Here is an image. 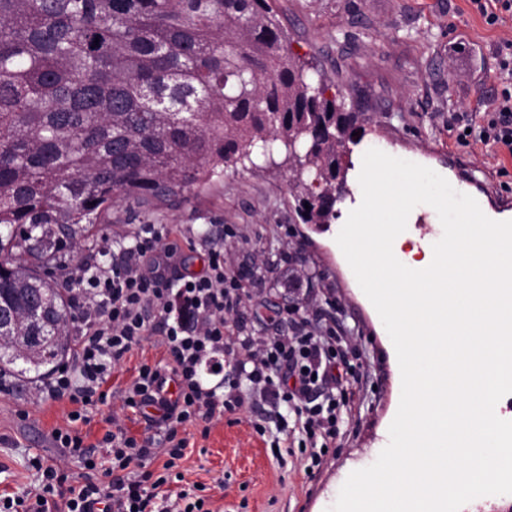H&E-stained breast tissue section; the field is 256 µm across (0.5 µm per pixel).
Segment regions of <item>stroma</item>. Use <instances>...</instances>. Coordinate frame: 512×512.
<instances>
[{"label": "stroma", "instance_id": "1", "mask_svg": "<svg viewBox=\"0 0 512 512\" xmlns=\"http://www.w3.org/2000/svg\"><path fill=\"white\" fill-rule=\"evenodd\" d=\"M273 6L286 17L293 52L339 83L346 97L359 99L363 135L434 165H447L453 157L482 168L494 190L512 197V161L499 171L483 166L466 147L448 146L449 113L481 111L497 89V46L504 32L488 28L467 0H274ZM291 181L279 153L271 165L226 168L203 191L165 209L116 202L111 223L102 228L110 235L141 224L238 225L245 239L232 250L234 267L255 269L263 286L260 300L280 307L296 297L288 286L292 271L278 259L282 239H289L309 272V285L298 296L303 306L323 305L337 327L352 329L356 337L348 379L361 398L321 468L310 469L308 453L296 447L275 456L270 437L258 435L246 413L179 428L189 446L178 463L181 477L170 487L200 493L208 512H329L350 473L373 464L388 444L399 405L400 368L391 339L350 279L335 230L300 220ZM100 243L96 236L79 248L63 249L54 287L63 293L76 287L81 264L101 261ZM261 255L267 263L260 267ZM162 357L159 339L152 336L111 366L102 386L106 400L93 407L83 427L89 442L102 438L114 415L137 439L153 434L143 418L122 409L120 392L142 363ZM10 380V387L0 390V492L37 486V475L27 466L36 455L62 461L68 477L83 474L79 460L64 458L52 439L53 429L67 422L68 400L41 395L44 379L36 373Z\"/></svg>", "mask_w": 512, "mask_h": 512}]
</instances>
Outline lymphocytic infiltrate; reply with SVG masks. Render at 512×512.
I'll return each mask as SVG.
<instances>
[{"label":"lymphocytic infiltrate","instance_id":"obj_1","mask_svg":"<svg viewBox=\"0 0 512 512\" xmlns=\"http://www.w3.org/2000/svg\"><path fill=\"white\" fill-rule=\"evenodd\" d=\"M498 55L499 88L480 122L448 119L451 146L495 160L512 157L511 37L500 40ZM130 239V245L119 247L103 236L102 253L116 248L120 258L106 267L83 266L78 287L68 295L80 325L75 356L47 390L73 406L69 426L53 432L57 447L80 458L87 470L107 465L114 477L106 484L79 482L59 501L54 493L65 479L61 463L36 457L30 465L41 475L38 488L0 496V512H204L197 503L182 505L161 492L168 470L188 445L178 429L196 417L209 421L262 409L263 418L251 422L255 432L265 434L264 417L274 418V446L311 449L315 467L323 463L322 448L336 442L342 411L336 395L347 383L338 357L351 338L332 316L319 308L273 309L265 334L256 335L254 276L233 269L230 261L233 246L243 239L236 225H225L217 237L189 224H143ZM189 253L202 258L201 271L183 270ZM149 336L160 337L167 363L142 364L122 402L138 413L155 407L150 421L159 436L140 441L120 428L107 431L99 445L86 443L74 422L86 420L109 366ZM227 362L236 375L227 392L206 386L203 367ZM99 446L104 456H96ZM158 458L163 461L159 475L147 467Z\"/></svg>","mask_w":512,"mask_h":512}]
</instances>
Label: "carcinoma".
I'll return each instance as SVG.
<instances>
[{"mask_svg": "<svg viewBox=\"0 0 512 512\" xmlns=\"http://www.w3.org/2000/svg\"><path fill=\"white\" fill-rule=\"evenodd\" d=\"M332 86L268 0H0V371L70 353L68 304L40 269L56 232L78 247L118 199L160 208L277 150L311 196L303 223L336 219L355 123Z\"/></svg>", "mask_w": 512, "mask_h": 512, "instance_id": "cac0c4a2", "label": "carcinoma"}]
</instances>
